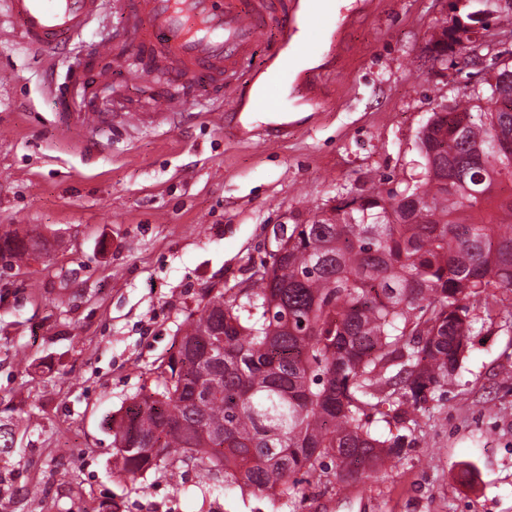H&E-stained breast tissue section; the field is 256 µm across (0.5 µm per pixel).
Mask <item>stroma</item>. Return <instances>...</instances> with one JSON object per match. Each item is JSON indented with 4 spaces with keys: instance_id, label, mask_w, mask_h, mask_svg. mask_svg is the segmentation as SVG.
I'll return each mask as SVG.
<instances>
[{
    "instance_id": "1",
    "label": "stroma",
    "mask_w": 512,
    "mask_h": 512,
    "mask_svg": "<svg viewBox=\"0 0 512 512\" xmlns=\"http://www.w3.org/2000/svg\"><path fill=\"white\" fill-rule=\"evenodd\" d=\"M466 0H380L349 27L330 13L317 39L323 109L288 83L297 122L277 146L241 141L212 86H181L175 121L124 125L152 111L166 79L136 72L124 0L91 24L84 53L111 38L110 84L0 31V234L47 241L0 258V512H512V318L475 309L460 367L415 414L413 443L368 479L304 476L288 497L206 486L194 467L116 476L113 415L149 391L208 289L245 288L281 233L345 198L401 191L420 177L418 134L432 113L476 105L512 65V25L484 64L432 62L425 42ZM110 127L74 125L83 109Z\"/></svg>"
}]
</instances>
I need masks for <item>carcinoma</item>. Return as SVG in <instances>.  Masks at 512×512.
<instances>
[{"mask_svg":"<svg viewBox=\"0 0 512 512\" xmlns=\"http://www.w3.org/2000/svg\"><path fill=\"white\" fill-rule=\"evenodd\" d=\"M455 14L435 59L479 22ZM482 91L486 106L435 112L418 135L423 180L375 190L359 206L297 224L247 288L191 312L154 390L112 418V443L136 479L189 464L224 485L288 496L328 456L334 478L373 473L406 436L399 424L460 367L472 312L491 288L512 292V67ZM418 196L412 204L405 198ZM44 243L14 231L0 255Z\"/></svg>","mask_w":512,"mask_h":512,"instance_id":"carcinoma-1","label":"carcinoma"}]
</instances>
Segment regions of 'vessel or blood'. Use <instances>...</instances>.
<instances>
[{"label":"vessel or blood","instance_id":"1","mask_svg":"<svg viewBox=\"0 0 512 512\" xmlns=\"http://www.w3.org/2000/svg\"><path fill=\"white\" fill-rule=\"evenodd\" d=\"M312 0H132L138 20L134 42L165 63L172 80L204 72L225 77L242 73L243 81L224 84L225 115L234 117L238 133L251 137L256 116L283 106L276 87L288 78L305 86L307 97L320 102L318 83L294 75L293 59L307 50L295 41L298 24L319 27L322 12ZM112 0H0V28L16 30L34 51L64 52L63 62L75 66L66 50L83 37L91 21ZM266 48L262 64L252 65L258 48ZM264 79L265 87L246 97V86Z\"/></svg>","mask_w":512,"mask_h":512}]
</instances>
